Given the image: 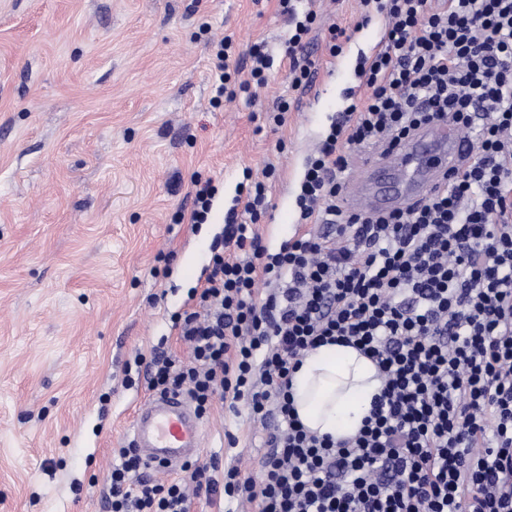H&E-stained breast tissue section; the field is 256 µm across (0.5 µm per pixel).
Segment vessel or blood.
I'll return each instance as SVG.
<instances>
[{"instance_id":"1","label":"vessel or blood","mask_w":512,"mask_h":512,"mask_svg":"<svg viewBox=\"0 0 512 512\" xmlns=\"http://www.w3.org/2000/svg\"><path fill=\"white\" fill-rule=\"evenodd\" d=\"M466 142L450 123L437 120L421 128L395 151L367 161L344 192L351 213L404 207L444 183L465 153ZM204 425L179 392L150 399L134 417L129 437L147 466L174 469L198 456Z\"/></svg>"}]
</instances>
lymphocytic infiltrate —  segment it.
Returning <instances> with one entry per match:
<instances>
[{
	"instance_id": "f902f5d3",
	"label": "lymphocytic infiltrate",
	"mask_w": 512,
	"mask_h": 512,
	"mask_svg": "<svg viewBox=\"0 0 512 512\" xmlns=\"http://www.w3.org/2000/svg\"><path fill=\"white\" fill-rule=\"evenodd\" d=\"M386 20L365 86L326 131L297 187L299 229L277 252L257 224L268 182L244 170L203 287L173 323L188 355L155 352L153 394L182 392L200 416L246 405L268 427L257 468L195 461L145 476L133 448L105 476L109 512H512V0H360ZM292 89L309 86L315 11L278 0ZM214 41L213 104L266 82L273 58L249 50L248 79ZM438 118L473 135L446 185L384 213L341 207L351 149H396ZM358 348L383 388L360 432L307 431L291 400L301 358L327 343Z\"/></svg>"
}]
</instances>
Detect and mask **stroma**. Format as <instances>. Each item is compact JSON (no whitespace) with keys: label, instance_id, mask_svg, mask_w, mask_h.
I'll return each mask as SVG.
<instances>
[{"label":"stroma","instance_id":"35a3bbf8","mask_svg":"<svg viewBox=\"0 0 512 512\" xmlns=\"http://www.w3.org/2000/svg\"><path fill=\"white\" fill-rule=\"evenodd\" d=\"M298 7L318 14L312 92L290 87L277 0H0V512H107L105 471L151 396L135 359L160 342L186 356L172 317L209 273L244 169H277L264 244L294 235L305 161L383 33L359 0ZM334 25L349 35L335 58ZM226 36L241 70L253 43L274 55L254 102H211ZM197 174L220 198L194 225ZM266 439L246 407L220 408L199 458L254 465Z\"/></svg>","mask_w":512,"mask_h":512}]
</instances>
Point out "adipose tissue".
<instances>
[{"instance_id":"obj_1","label":"adipose tissue","mask_w":512,"mask_h":512,"mask_svg":"<svg viewBox=\"0 0 512 512\" xmlns=\"http://www.w3.org/2000/svg\"><path fill=\"white\" fill-rule=\"evenodd\" d=\"M381 389L375 364L352 346L325 344L302 358L292 377V400L302 424L339 440L362 428Z\"/></svg>"}]
</instances>
